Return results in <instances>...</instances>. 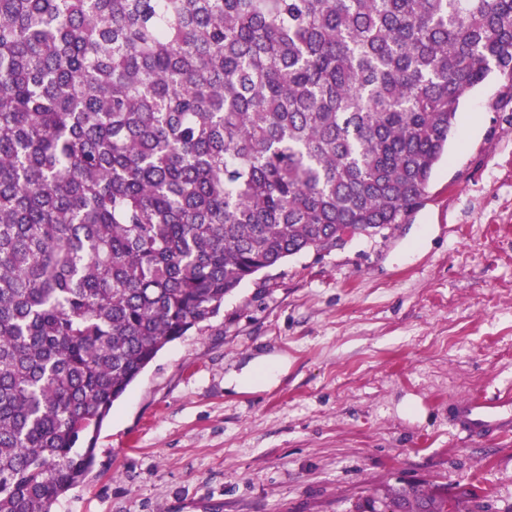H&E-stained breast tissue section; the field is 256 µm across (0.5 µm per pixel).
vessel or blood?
<instances>
[{
	"label": "vessel or blood",
	"instance_id": "obj_1",
	"mask_svg": "<svg viewBox=\"0 0 512 512\" xmlns=\"http://www.w3.org/2000/svg\"><path fill=\"white\" fill-rule=\"evenodd\" d=\"M448 420L471 439L484 440L512 432V392L474 393L450 402Z\"/></svg>",
	"mask_w": 512,
	"mask_h": 512
}]
</instances>
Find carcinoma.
<instances>
[{
  "instance_id": "1",
  "label": "carcinoma",
  "mask_w": 512,
  "mask_h": 512,
  "mask_svg": "<svg viewBox=\"0 0 512 512\" xmlns=\"http://www.w3.org/2000/svg\"><path fill=\"white\" fill-rule=\"evenodd\" d=\"M493 71L512 0H0V512L83 484L113 404L245 280L405 222Z\"/></svg>"
}]
</instances>
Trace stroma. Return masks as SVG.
Listing matches in <instances>:
<instances>
[{
	"instance_id": "obj_1",
	"label": "stroma",
	"mask_w": 512,
	"mask_h": 512,
	"mask_svg": "<svg viewBox=\"0 0 512 512\" xmlns=\"http://www.w3.org/2000/svg\"><path fill=\"white\" fill-rule=\"evenodd\" d=\"M491 74L408 221L255 274L117 401L53 512H355L385 487L512 512V436L448 401L512 388V97ZM272 385H227L264 359Z\"/></svg>"
}]
</instances>
